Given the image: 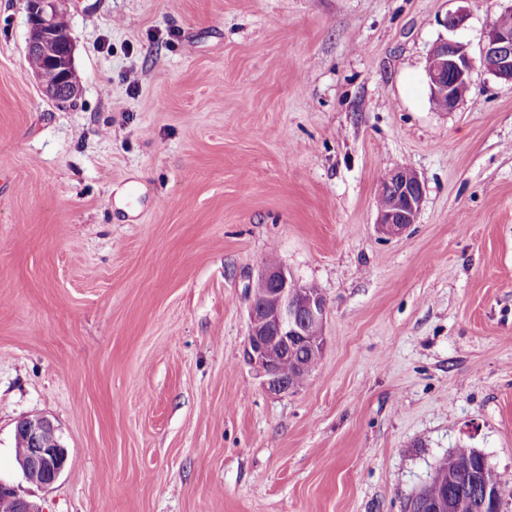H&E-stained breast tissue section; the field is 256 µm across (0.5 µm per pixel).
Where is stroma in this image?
<instances>
[{"mask_svg": "<svg viewBox=\"0 0 512 512\" xmlns=\"http://www.w3.org/2000/svg\"><path fill=\"white\" fill-rule=\"evenodd\" d=\"M460 6L476 52L512 0H67L58 104L0 0L1 481L40 512H406L465 446L512 512V84L433 106ZM400 166L424 201L384 238ZM269 260L327 302L280 394L245 359ZM32 415L68 452L48 486L15 456ZM384 192H392V200L386 207L389 197L378 195L375 228L385 237H399L418 218L424 199L423 183L414 170L397 167L383 178L378 194Z\"/></svg>", "mask_w": 512, "mask_h": 512, "instance_id": "stroma-1", "label": "stroma"}]
</instances>
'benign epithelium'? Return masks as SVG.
Wrapping results in <instances>:
<instances>
[{
	"label": "benign epithelium",
	"mask_w": 512,
	"mask_h": 512,
	"mask_svg": "<svg viewBox=\"0 0 512 512\" xmlns=\"http://www.w3.org/2000/svg\"><path fill=\"white\" fill-rule=\"evenodd\" d=\"M65 0H27L30 26L26 54L49 58L52 69L34 68L45 95L65 103L77 98L81 91L74 59V44L69 31L56 26V18L64 12ZM468 20L462 7L446 13L442 26L456 31ZM512 83V30L487 25L479 56L469 45L442 37L427 55L426 78L433 97L446 103L444 110H453L475 84L478 71ZM392 194L391 204L376 209V231L395 238L415 223L420 213L424 187L417 172L397 167L383 178L379 193ZM257 281L266 286L263 300L249 297L248 332L245 357L263 384L273 393L291 390L288 378L279 364L288 356L292 344L303 345L311 355H321L326 337L323 333L327 304L322 293L297 281L279 264H267ZM21 448L17 456L23 478L31 481L34 474L46 475L45 484L53 483L65 469L67 449L52 422L39 415L22 419L15 432ZM0 512H40L22 498L14 486L0 480Z\"/></svg>",
	"instance_id": "obj_1"
}]
</instances>
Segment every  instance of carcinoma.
Masks as SVG:
<instances>
[{
  "mask_svg": "<svg viewBox=\"0 0 512 512\" xmlns=\"http://www.w3.org/2000/svg\"><path fill=\"white\" fill-rule=\"evenodd\" d=\"M305 360L307 366L302 372L295 371L293 364L286 360L281 364L282 371L292 377L295 389L305 384L318 362V358L308 355ZM490 480L492 476L483 470L480 453L472 448H457L437 461L432 481L419 492L424 500L420 509L431 512L430 503L442 497H456L469 500L468 512H495L498 507L495 499L483 494V486Z\"/></svg>",
  "mask_w": 512,
  "mask_h": 512,
  "instance_id": "cac0c4a2",
  "label": "carcinoma"
}]
</instances>
